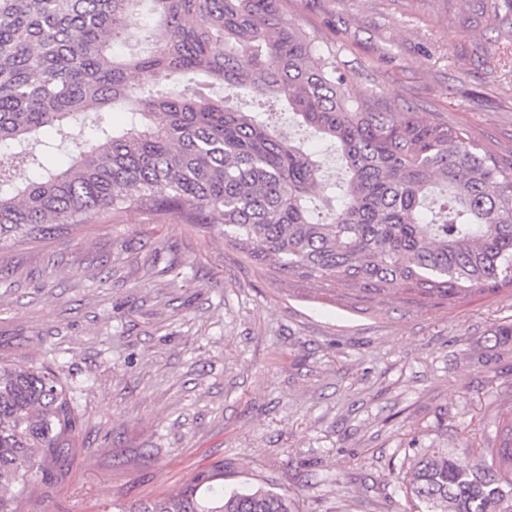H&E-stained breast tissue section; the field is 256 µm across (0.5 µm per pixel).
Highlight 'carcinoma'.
Here are the masks:
<instances>
[{"mask_svg": "<svg viewBox=\"0 0 512 512\" xmlns=\"http://www.w3.org/2000/svg\"><path fill=\"white\" fill-rule=\"evenodd\" d=\"M288 0H0V246L138 211L218 228L260 272L376 294L454 299L512 290V164L441 119L353 89L336 46ZM512 0H475L496 21ZM240 89L254 111L202 88ZM336 144L347 178L312 206L322 162L271 126ZM119 108L124 126L105 114ZM64 165H49L55 154ZM36 176L19 181L16 168ZM491 462L425 448L401 478L413 512H512V410ZM81 433L50 368L0 364V512H22ZM203 472L118 512H298L273 487L226 491Z\"/></svg>", "mask_w": 512, "mask_h": 512, "instance_id": "cac0c4a2", "label": "carcinoma"}]
</instances>
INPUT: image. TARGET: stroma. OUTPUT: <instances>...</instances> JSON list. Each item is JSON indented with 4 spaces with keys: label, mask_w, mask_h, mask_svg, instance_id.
Instances as JSON below:
<instances>
[{
    "label": "stroma",
    "mask_w": 512,
    "mask_h": 512,
    "mask_svg": "<svg viewBox=\"0 0 512 512\" xmlns=\"http://www.w3.org/2000/svg\"><path fill=\"white\" fill-rule=\"evenodd\" d=\"M468 0H289L349 84L512 162V37ZM0 362L76 386L82 434L25 512H117L223 467L300 512H410L416 447L471 464L512 407V293L381 295L260 275L217 229L107 216L0 248Z\"/></svg>",
    "instance_id": "35a3bbf8"
}]
</instances>
